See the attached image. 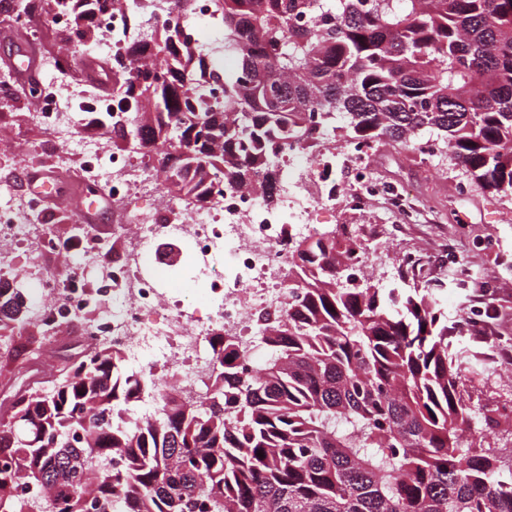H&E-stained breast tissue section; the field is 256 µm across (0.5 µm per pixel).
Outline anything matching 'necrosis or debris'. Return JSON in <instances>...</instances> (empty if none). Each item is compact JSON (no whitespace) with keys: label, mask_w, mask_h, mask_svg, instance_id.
Listing matches in <instances>:
<instances>
[{"label":"necrosis or debris","mask_w":512,"mask_h":512,"mask_svg":"<svg viewBox=\"0 0 512 512\" xmlns=\"http://www.w3.org/2000/svg\"><path fill=\"white\" fill-rule=\"evenodd\" d=\"M144 19L141 0H125L119 11L98 16L100 50L114 51L111 33L139 35ZM51 71L54 82L36 102L38 118L64 147L83 156L90 180L111 184L112 211L119 222L108 235L99 225L75 224L67 240H59L45 225L37 199L22 208L15 206L13 181L0 179V257L26 244V269L37 294L32 316L44 339L54 343L70 328H80L83 340L121 351L130 371L174 380L185 398L200 393L214 360L215 335L237 337L247 348L248 367H255L261 315L288 307L286 243L289 237L317 232L309 220L311 212L336 205L335 192L320 187L324 162L309 164L306 153L296 152L297 169L308 170L314 189L304 190L294 171L287 172L273 205L266 204L259 190L220 180L212 187L210 207L188 210L178 196L162 192L157 206L148 209L136 198L139 181L159 179L150 153H141L134 170L123 157L106 158L101 143L80 135L67 98L57 90L74 75L71 55L56 52ZM354 161L360 190L350 196V209L364 211L381 197L400 218L412 220L414 212L404 194L370 179L364 153H355ZM116 240L121 241L123 254L101 278L97 292L111 295L112 307L93 319L89 313L95 294L82 283L88 268L106 256ZM162 240L190 244L196 277L208 288L206 312L180 303L161 288V276L180 259L176 252L156 257L154 248ZM51 253L64 256L54 272L43 266ZM155 257L160 260L156 273L146 274Z\"/></svg>","instance_id":"1"}]
</instances>
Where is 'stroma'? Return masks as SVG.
<instances>
[{
  "instance_id": "obj_1",
  "label": "stroma",
  "mask_w": 512,
  "mask_h": 512,
  "mask_svg": "<svg viewBox=\"0 0 512 512\" xmlns=\"http://www.w3.org/2000/svg\"><path fill=\"white\" fill-rule=\"evenodd\" d=\"M29 109L24 90L16 88L11 94H0V125L6 128L5 134H0V178L58 167L61 148L44 126L30 120ZM28 141L40 143L42 152H26L24 144ZM369 163L378 179L408 192L419 209L417 223H399L382 199L374 201L363 215L341 209L334 213L313 211L312 223L356 224L362 236L377 238L379 271L375 281L383 288L398 280L399 248L421 249L434 260L432 276L444 283L437 295L448 312L453 342L472 346L462 314L469 310L474 290L480 289L485 294V306L498 311L490 326L493 345L512 349V201L497 200L478 190L457 193L458 171L440 149L423 158L412 149L377 147ZM82 167V158L73 157L58 197L41 204L57 236H66L75 208L74 196L85 187ZM444 241L453 245L455 262L439 257V246ZM465 388L476 403L511 401L512 360L487 359L482 375L466 381Z\"/></svg>"
}]
</instances>
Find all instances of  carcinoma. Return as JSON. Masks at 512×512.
<instances>
[{
  "instance_id": "1",
  "label": "carcinoma",
  "mask_w": 512,
  "mask_h": 512,
  "mask_svg": "<svg viewBox=\"0 0 512 512\" xmlns=\"http://www.w3.org/2000/svg\"><path fill=\"white\" fill-rule=\"evenodd\" d=\"M121 2L46 10L76 16L77 52L90 15ZM211 17L235 68L159 19L142 32L152 65L101 73L131 113L112 145L154 146L188 203L259 176L273 204L296 147L414 149L424 131L465 181L512 198V0H212ZM350 256L334 231L291 240V302L267 323L265 363L248 372L219 336L203 400L143 377L154 418L124 419L121 356L76 339L48 379L0 382V512H512V446L467 439L477 421L512 437V418L464 396L478 363L450 340L434 284L352 285ZM12 322L0 311V364L38 359Z\"/></svg>"
}]
</instances>
